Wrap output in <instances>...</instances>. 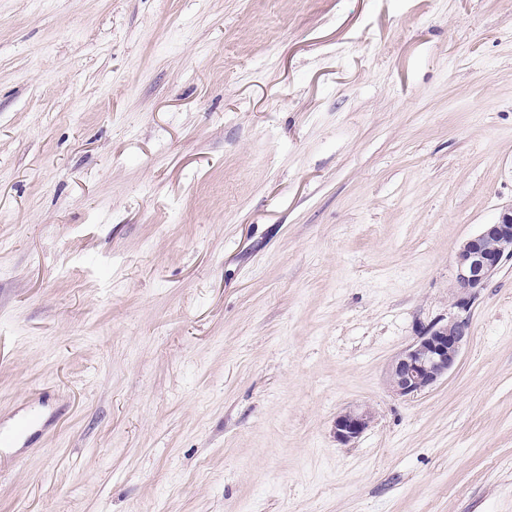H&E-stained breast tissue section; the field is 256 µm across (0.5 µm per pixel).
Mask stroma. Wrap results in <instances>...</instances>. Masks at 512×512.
<instances>
[{
    "mask_svg": "<svg viewBox=\"0 0 512 512\" xmlns=\"http://www.w3.org/2000/svg\"><path fill=\"white\" fill-rule=\"evenodd\" d=\"M510 206L512 0H0V512H512ZM512 258V207L500 213L497 222L485 224L467 239L455 257L456 281L463 292L484 288L504 260ZM469 335L466 319L453 318L426 328L391 361L388 381L392 392L411 396L432 388L457 365ZM370 421L368 411L349 410L338 415L333 430L336 440L343 444L350 443L364 432Z\"/></svg>",
    "mask_w": 512,
    "mask_h": 512,
    "instance_id": "35a3bbf8",
    "label": "stroma"
}]
</instances>
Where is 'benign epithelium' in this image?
Listing matches in <instances>:
<instances>
[{
	"instance_id": "obj_1",
	"label": "benign epithelium",
	"mask_w": 512,
	"mask_h": 512,
	"mask_svg": "<svg viewBox=\"0 0 512 512\" xmlns=\"http://www.w3.org/2000/svg\"><path fill=\"white\" fill-rule=\"evenodd\" d=\"M512 258V207L500 213L497 222L485 224L467 239L455 257L458 288L474 293L485 287L503 261ZM469 337V323L453 318L446 324L435 323L417 341L400 352L390 363L389 387L399 396H411L432 388L457 365ZM371 414L349 410L338 415L333 433L336 440L348 444L368 427Z\"/></svg>"
}]
</instances>
